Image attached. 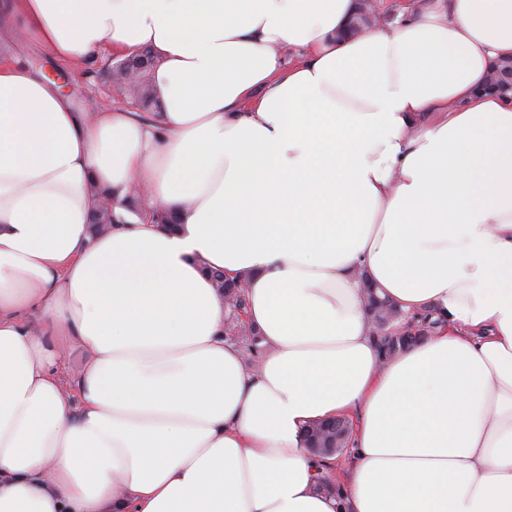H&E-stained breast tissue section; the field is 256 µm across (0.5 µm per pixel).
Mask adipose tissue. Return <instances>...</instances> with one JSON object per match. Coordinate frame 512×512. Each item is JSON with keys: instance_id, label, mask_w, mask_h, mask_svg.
<instances>
[{"instance_id": "1", "label": "adipose tissue", "mask_w": 512, "mask_h": 512, "mask_svg": "<svg viewBox=\"0 0 512 512\" xmlns=\"http://www.w3.org/2000/svg\"><path fill=\"white\" fill-rule=\"evenodd\" d=\"M354 8L0 0L70 71L149 50L160 104L93 112L0 54V512H512V98L482 91L512 0L339 38ZM366 280L435 331L385 356ZM347 413L330 494L302 432ZM219 271H210L209 275L213 282L216 285V288L221 290L224 295L230 294L231 299H233L232 304H228L229 298H226L224 300L225 304H228L227 307V313H225L226 321H227V327H226V335L229 336L230 339L237 341L236 336H239V332L241 331L242 325L245 326L244 323L239 322V316L237 314V311L239 309H244L245 304L247 303L246 298L244 294L238 292V288H232L231 284L238 282L234 281L233 279H230V281H226L224 279L223 282H220L218 278L216 277V273ZM240 330V331H239ZM88 360V354L80 349L71 350L59 365V374L68 382L73 380Z\"/></svg>"}]
</instances>
